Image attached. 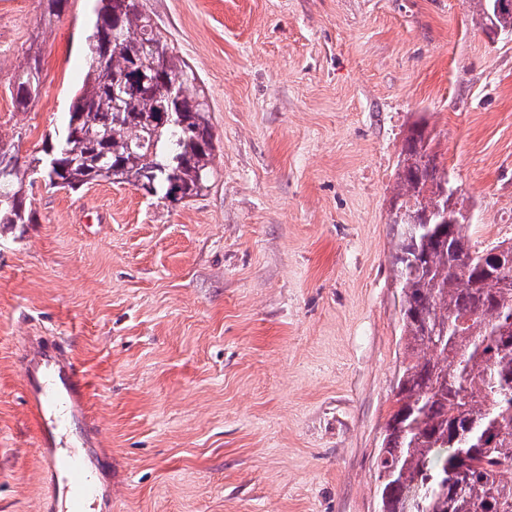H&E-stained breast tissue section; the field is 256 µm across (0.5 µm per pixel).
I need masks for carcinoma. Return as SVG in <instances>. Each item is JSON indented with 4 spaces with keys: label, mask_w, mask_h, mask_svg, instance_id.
<instances>
[{
    "label": "carcinoma",
    "mask_w": 512,
    "mask_h": 512,
    "mask_svg": "<svg viewBox=\"0 0 512 512\" xmlns=\"http://www.w3.org/2000/svg\"><path fill=\"white\" fill-rule=\"evenodd\" d=\"M486 28L512 29V8L473 0ZM68 0H46L38 25L49 29ZM88 69L71 102L57 148L0 176V224H32L15 195L40 178L49 187L129 184L147 197L204 194L213 175L209 106L193 68L142 0H96ZM38 55L15 75L11 96L27 108L40 86ZM187 97L162 90H188ZM424 124L406 136L392 205L418 226L394 238L392 266L405 309L401 335L410 362L377 455L382 512H512V243L478 249L463 224H443L465 198L432 147Z\"/></svg>",
    "instance_id": "obj_1"
}]
</instances>
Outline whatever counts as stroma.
<instances>
[{
  "mask_svg": "<svg viewBox=\"0 0 512 512\" xmlns=\"http://www.w3.org/2000/svg\"><path fill=\"white\" fill-rule=\"evenodd\" d=\"M143 4L202 80L216 175L178 204L37 183L35 223L0 224V512L48 493L21 390L32 337L87 379L112 512H380L399 152L427 124L472 243L512 239V37L488 38L471 0ZM45 7L0 0V145L22 163L87 70L91 0L43 31ZM40 62L36 53L29 54L27 62L15 75L11 91L13 105L18 109H26L30 101L37 96L40 86Z\"/></svg>",
  "mask_w": 512,
  "mask_h": 512,
  "instance_id": "35a3bbf8",
  "label": "stroma"
}]
</instances>
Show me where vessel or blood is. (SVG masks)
Here are the masks:
<instances>
[{
    "mask_svg": "<svg viewBox=\"0 0 512 512\" xmlns=\"http://www.w3.org/2000/svg\"><path fill=\"white\" fill-rule=\"evenodd\" d=\"M23 395L37 430L48 484L44 512H86L99 499L97 430L87 401V382L74 358L59 347L30 343L20 359Z\"/></svg>",
    "mask_w": 512,
    "mask_h": 512,
    "instance_id": "obj_1",
    "label": "vessel or blood"
}]
</instances>
